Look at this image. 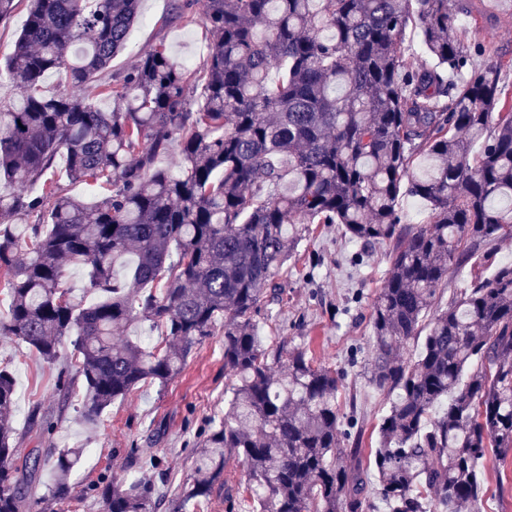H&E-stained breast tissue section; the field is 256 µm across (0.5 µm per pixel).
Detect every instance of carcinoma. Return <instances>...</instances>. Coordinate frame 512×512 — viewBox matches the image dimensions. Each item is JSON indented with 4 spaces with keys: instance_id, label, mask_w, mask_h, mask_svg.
I'll list each match as a JSON object with an SVG mask.
<instances>
[{
    "instance_id": "obj_1",
    "label": "carcinoma",
    "mask_w": 512,
    "mask_h": 512,
    "mask_svg": "<svg viewBox=\"0 0 512 512\" xmlns=\"http://www.w3.org/2000/svg\"><path fill=\"white\" fill-rule=\"evenodd\" d=\"M23 2L0 69L20 89L0 102V335L49 364L71 338L60 407L80 385L94 422L138 385L165 386L220 327L235 382L173 512L221 495L230 509L246 496L257 512H368L363 429L342 411L340 374L300 346H265L256 328L265 301L282 302L275 277L307 225L339 224L361 252L391 246L370 314L369 380L395 395L373 452L379 496L390 512H479L486 452L512 451V265L496 252L512 233V100L503 55L477 44L475 63L456 26L473 2L173 0L162 25L201 22L206 60L186 69L161 42L106 80L140 0H0V24ZM413 20L429 62L405 56ZM49 73L67 88L45 94ZM176 147L174 174L159 159ZM61 157L70 181L107 195L66 192L51 178ZM403 192L430 204L429 223L400 224ZM476 257L493 276L438 306L449 271ZM76 262L103 294L88 306L63 287ZM133 322L162 347L112 340ZM15 386L0 363V512H20L48 464L37 449L16 456ZM77 453L57 457L46 496L71 495ZM231 456L247 467L238 484L224 478ZM90 491L103 512H158L166 497L143 475Z\"/></svg>"
}]
</instances>
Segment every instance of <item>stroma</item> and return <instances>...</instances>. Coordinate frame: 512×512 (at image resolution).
<instances>
[{
  "mask_svg": "<svg viewBox=\"0 0 512 512\" xmlns=\"http://www.w3.org/2000/svg\"><path fill=\"white\" fill-rule=\"evenodd\" d=\"M487 9L462 16L458 25L467 42L482 43L512 59V0H488ZM171 0H142L141 17L126 47L113 58L111 69H129L137 56L165 42L180 65L197 68L209 50V34L200 23L163 26ZM355 245L333 224L312 225L299 252L280 273L283 305H271L270 317H259L258 334L265 345L288 342L307 348L317 364L343 371L341 405H353L364 425V448L377 445V429L391 400L366 380L373 340L371 304L389 270L387 246L366 251L353 261ZM0 361L10 364L17 379L16 425L21 433L18 457L32 449L56 459L71 448L81 456L71 472L75 490L63 501L48 500L38 512H102L91 485L131 471L150 472L160 461L166 488L176 494L192 467L190 449L200 433L224 416V390L231 378L224 371V338L216 335L197 345L183 370L166 386L145 383L104 410L97 423L81 416L82 394L59 410L56 385L59 370L47 364L25 343L0 336ZM53 430H45L44 421ZM486 494L483 512H512V453L484 460Z\"/></svg>",
  "mask_w": 512,
  "mask_h": 512,
  "instance_id": "35a3bbf8",
  "label": "stroma"
}]
</instances>
